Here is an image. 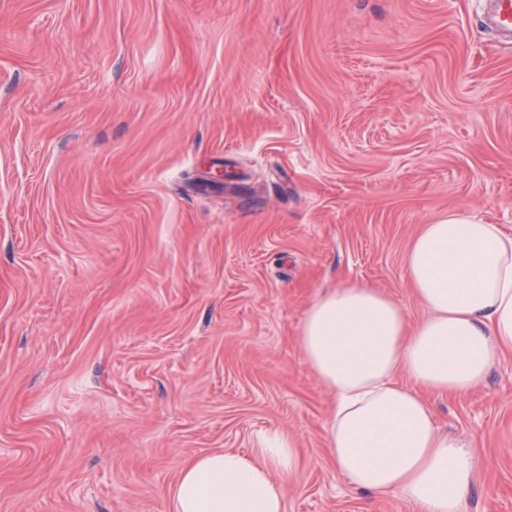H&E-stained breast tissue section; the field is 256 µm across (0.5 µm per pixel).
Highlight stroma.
<instances>
[{
    "label": "stroma",
    "mask_w": 512,
    "mask_h": 512,
    "mask_svg": "<svg viewBox=\"0 0 512 512\" xmlns=\"http://www.w3.org/2000/svg\"><path fill=\"white\" fill-rule=\"evenodd\" d=\"M485 7L0 0V512H173L192 458L273 433L286 512H409L337 475L299 332L339 282L420 318L404 257L448 210L512 226ZM435 411L468 512H512V353Z\"/></svg>",
    "instance_id": "1"
}]
</instances>
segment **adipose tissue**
Masks as SVG:
<instances>
[{
    "instance_id": "adipose-tissue-1",
    "label": "adipose tissue",
    "mask_w": 512,
    "mask_h": 512,
    "mask_svg": "<svg viewBox=\"0 0 512 512\" xmlns=\"http://www.w3.org/2000/svg\"><path fill=\"white\" fill-rule=\"evenodd\" d=\"M405 278L422 319L377 288L342 282L309 305L299 343L336 398L325 430L337 474L411 512H467L479 459L440 431L426 396L469 395L512 351V230L449 211L415 236ZM297 466L284 434L253 458L206 453L182 469L173 512H285L276 478Z\"/></svg>"
}]
</instances>
